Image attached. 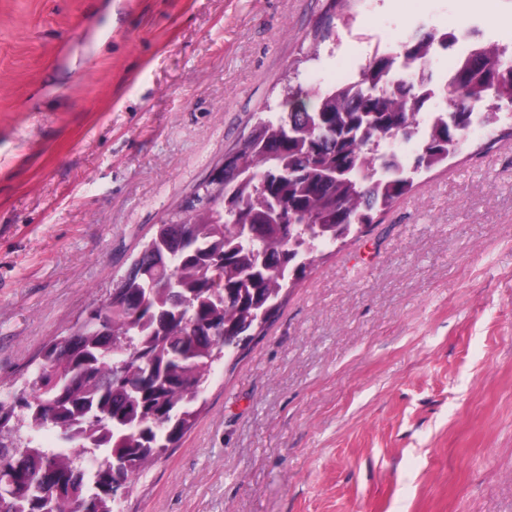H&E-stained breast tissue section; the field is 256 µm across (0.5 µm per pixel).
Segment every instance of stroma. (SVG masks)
<instances>
[{
	"label": "stroma",
	"mask_w": 512,
	"mask_h": 512,
	"mask_svg": "<svg viewBox=\"0 0 512 512\" xmlns=\"http://www.w3.org/2000/svg\"><path fill=\"white\" fill-rule=\"evenodd\" d=\"M0 0V397L286 85L512 0ZM317 260L123 512H512V109Z\"/></svg>",
	"instance_id": "1"
}]
</instances>
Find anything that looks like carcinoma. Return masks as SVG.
<instances>
[{"label": "carcinoma", "instance_id": "1", "mask_svg": "<svg viewBox=\"0 0 512 512\" xmlns=\"http://www.w3.org/2000/svg\"><path fill=\"white\" fill-rule=\"evenodd\" d=\"M448 33L377 50L345 83L286 112H262L224 154V196L209 214L156 229L119 301L93 305L66 343L44 347L29 392L0 402V429L22 415L24 443L0 440V512H115L113 487L178 447L206 400L216 355L266 331L313 262L377 223L412 174L456 154L475 124L512 107V59L472 47L447 81L424 68ZM449 110L422 123L428 101ZM415 141L413 162L383 152ZM55 435L51 445L42 433Z\"/></svg>", "mask_w": 512, "mask_h": 512}]
</instances>
